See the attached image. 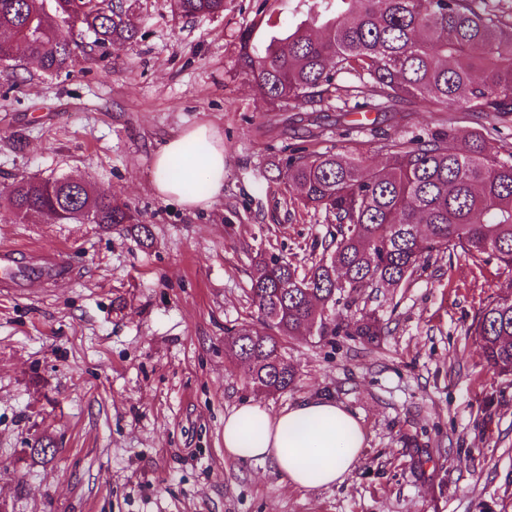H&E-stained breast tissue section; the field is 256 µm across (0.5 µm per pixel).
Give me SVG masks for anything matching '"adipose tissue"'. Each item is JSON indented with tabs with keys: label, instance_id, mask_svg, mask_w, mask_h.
I'll list each match as a JSON object with an SVG mask.
<instances>
[{
	"label": "adipose tissue",
	"instance_id": "obj_1",
	"mask_svg": "<svg viewBox=\"0 0 512 512\" xmlns=\"http://www.w3.org/2000/svg\"><path fill=\"white\" fill-rule=\"evenodd\" d=\"M186 159L182 176L170 173ZM152 189L161 199L193 211L209 208L224 193V141L198 124L170 137L154 155ZM203 180L208 190L188 194L183 183ZM365 432L359 420L328 398L310 397L279 412L249 400L224 417V453L240 461L267 463L300 489L341 484L360 461Z\"/></svg>",
	"mask_w": 512,
	"mask_h": 512
}]
</instances>
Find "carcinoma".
<instances>
[{"label": "carcinoma", "instance_id": "cac0c4a2", "mask_svg": "<svg viewBox=\"0 0 512 512\" xmlns=\"http://www.w3.org/2000/svg\"><path fill=\"white\" fill-rule=\"evenodd\" d=\"M301 20L258 48L251 26L239 36L238 64L265 101L283 110L313 108L345 90L361 107L426 104L456 112L512 115V12L479 9L477 0H289ZM185 17L224 13V0H173ZM88 31L118 53L137 36L127 0H0V63L21 49L47 76L73 67ZM385 166L369 169L351 151L299 148L278 176L307 209L334 217L336 235L300 276L276 256L255 260L250 284L256 322L225 340L246 367L247 383L265 394L294 386L297 366L282 353L285 337L317 327L322 335L381 333L373 315L336 320L340 302L364 288H403L424 252L461 251L512 272V147L491 152L484 136L433 134L384 142ZM4 200L18 217L52 224L85 219L146 238L126 204L68 178L14 181ZM489 367L512 375V293L499 295L468 329Z\"/></svg>", "mask_w": 512, "mask_h": 512}]
</instances>
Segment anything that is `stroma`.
I'll return each mask as SVG.
<instances>
[{
    "mask_svg": "<svg viewBox=\"0 0 512 512\" xmlns=\"http://www.w3.org/2000/svg\"><path fill=\"white\" fill-rule=\"evenodd\" d=\"M138 37L91 46L69 73L0 65V192L21 177L69 176L128 204L149 239L97 224L16 219L0 207V512H512V376L490 370L467 330L512 289V273L461 252L432 253L404 288L362 290L342 318L375 314L382 336L301 332L284 342L297 381L267 395L224 349L248 323L252 265L305 271L332 228L284 181L292 149H359L382 167L385 137L497 125L421 105L369 117L264 103L237 64L256 0L185 18L172 0H135ZM224 140V194L188 211L152 191L153 157L186 127ZM57 256L65 272L40 268ZM322 396L362 422L366 444L342 484L291 486L224 454V417L249 399L277 412ZM51 445L52 454L37 447Z\"/></svg>",
    "mask_w": 512,
    "mask_h": 512,
    "instance_id": "obj_1",
    "label": "stroma"
}]
</instances>
